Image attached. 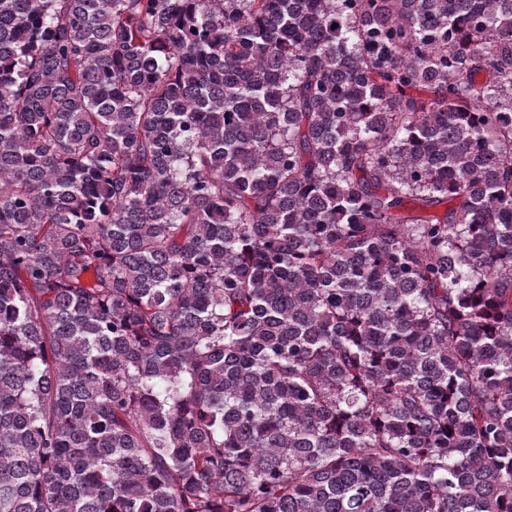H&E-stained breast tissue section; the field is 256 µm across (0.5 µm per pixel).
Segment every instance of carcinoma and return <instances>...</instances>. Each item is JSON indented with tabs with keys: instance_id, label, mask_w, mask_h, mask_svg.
Returning a JSON list of instances; mask_svg holds the SVG:
<instances>
[{
	"instance_id": "carcinoma-1",
	"label": "carcinoma",
	"mask_w": 512,
	"mask_h": 512,
	"mask_svg": "<svg viewBox=\"0 0 512 512\" xmlns=\"http://www.w3.org/2000/svg\"><path fill=\"white\" fill-rule=\"evenodd\" d=\"M0 512H512V0H0Z\"/></svg>"
}]
</instances>
